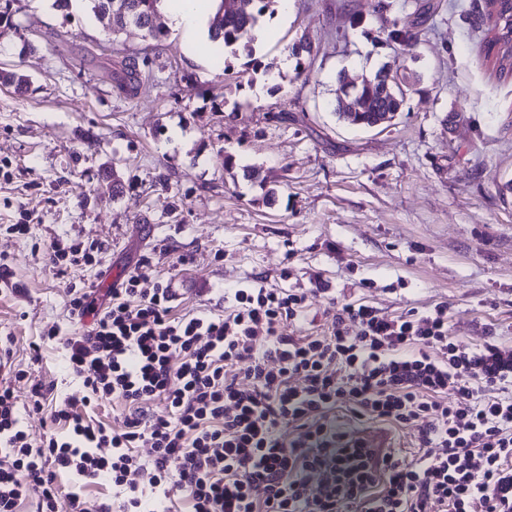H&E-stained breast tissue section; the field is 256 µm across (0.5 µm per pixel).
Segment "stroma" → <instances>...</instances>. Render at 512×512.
Segmentation results:
<instances>
[{"label":"stroma","instance_id":"1","mask_svg":"<svg viewBox=\"0 0 512 512\" xmlns=\"http://www.w3.org/2000/svg\"><path fill=\"white\" fill-rule=\"evenodd\" d=\"M7 13L0 71L30 84L0 83V336L57 399L84 393L60 344L88 326L69 315L73 278L103 293L116 273L167 283L177 316L257 280L318 281V330L331 295L386 316L444 303L450 336L512 346V75L485 60L486 0H288L264 16L254 62L226 72L183 31L113 35L88 0ZM413 19L410 56L388 34ZM302 37L312 56L281 67ZM125 59L149 62L134 96L112 79ZM394 63L415 77L395 120L342 118L340 74ZM22 221L27 235L3 232ZM54 242L99 246V262L58 273Z\"/></svg>","mask_w":512,"mask_h":512}]
</instances>
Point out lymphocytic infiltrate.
I'll list each match as a JSON object with an SVG mask.
<instances>
[{"instance_id":"obj_1","label":"lymphocytic infiltrate","mask_w":512,"mask_h":512,"mask_svg":"<svg viewBox=\"0 0 512 512\" xmlns=\"http://www.w3.org/2000/svg\"><path fill=\"white\" fill-rule=\"evenodd\" d=\"M324 291L250 284L175 317L171 288L134 273L101 308L69 283L71 316H96L64 342L81 399L30 380L18 408L29 373L0 336V512H512V347L449 336L444 304L387 317L332 298L326 333L291 334ZM111 400L122 428L91 416ZM367 422L417 427V451L371 446ZM61 473L110 484L115 504L63 491Z\"/></svg>"}]
</instances>
